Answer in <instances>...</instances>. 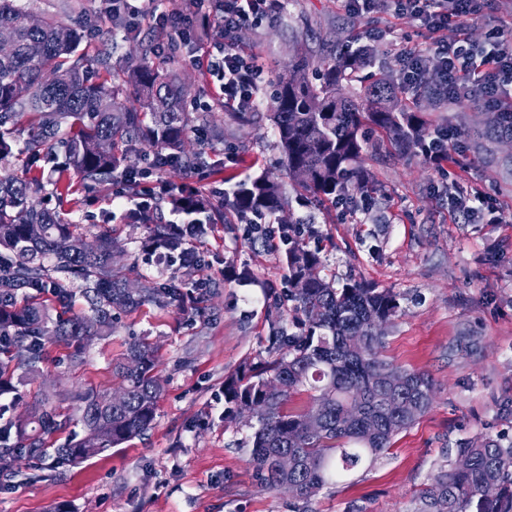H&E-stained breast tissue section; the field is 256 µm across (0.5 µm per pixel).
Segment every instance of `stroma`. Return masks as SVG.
<instances>
[{"label": "stroma", "instance_id": "obj_1", "mask_svg": "<svg viewBox=\"0 0 512 512\" xmlns=\"http://www.w3.org/2000/svg\"><path fill=\"white\" fill-rule=\"evenodd\" d=\"M82 12L89 53L107 50L112 69L122 73L130 54L142 44L164 48L168 29L127 19L112 24L110 0H74ZM277 17L248 23L237 32L240 48L256 52L262 85L271 89L294 53L313 59L327 55L336 42L370 46L374 61L350 80L358 92L361 78L400 79V60L392 41L423 44L426 32L408 15H369L346 10L342 0H282ZM390 31L391 39L372 41L371 25ZM224 106L208 109L224 128L214 139L191 124L189 138L207 155L239 147L231 171L207 179L167 169L166 184L202 192L232 191L237 181L269 174L285 181L269 104L251 112L243 125L225 122ZM492 109L476 103L426 107L432 126L447 125L466 134L462 167L452 179L481 184L489 196L482 222L452 220L442 178L418 154L403 155L390 143L370 144L363 167L378 186L372 206L351 217L337 211L327 217L312 208H294L295 218L310 221L305 240L319 250L322 276L342 282L356 279L401 293V311L386 333L385 356L397 366L425 372L435 383L432 407L397 435L388 453L343 481L320 491L311 512H411L416 492L435 464L462 440L484 434L512 437V223L493 224L494 206L512 207V138H495L486 129ZM132 204L113 201L112 188L75 185L61 209L84 233L108 230L120 253L115 268H135L159 283L187 286L204 277L211 292L197 310L184 312L147 304L122 316L112 336L87 345L82 365H71L69 349L46 346L47 360L27 376L10 418L25 416L44 398L77 415L79 395L89 388L112 393L119 382L112 363L132 337L147 338L156 349L157 374L164 392L155 423L145 435L76 466L45 460L43 468L20 465L18 475L0 487V512H291L283 490L261 489L248 463L250 428L225 427L224 377L245 360L266 355L270 309L268 288L288 285L281 251L266 249L243 235L240 220L211 225L196 241L205 265L201 272L145 260L146 229L125 220ZM249 268L250 282L236 273Z\"/></svg>", "mask_w": 512, "mask_h": 512}]
</instances>
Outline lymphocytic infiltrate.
<instances>
[{
    "instance_id": "1",
    "label": "lymphocytic infiltrate",
    "mask_w": 512,
    "mask_h": 512,
    "mask_svg": "<svg viewBox=\"0 0 512 512\" xmlns=\"http://www.w3.org/2000/svg\"><path fill=\"white\" fill-rule=\"evenodd\" d=\"M484 4L485 0H345L351 10L417 18L430 35L429 46L438 60L449 103L481 100L512 113V104L496 95L499 86L512 84V35L496 32L486 52L470 44L465 30H458L451 41L440 36L450 18L480 13ZM277 6L278 0H182L163 15L160 0H140L133 12L141 20L163 22L180 35L189 28L208 32V39L196 42L188 52V62L218 79V86L211 89L214 102L252 110L260 103L262 70L255 55L238 48L235 34L243 23L269 17Z\"/></svg>"
}]
</instances>
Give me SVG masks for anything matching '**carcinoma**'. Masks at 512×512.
<instances>
[{"mask_svg": "<svg viewBox=\"0 0 512 512\" xmlns=\"http://www.w3.org/2000/svg\"><path fill=\"white\" fill-rule=\"evenodd\" d=\"M67 21L40 17L17 0H0V30L11 34L0 50V161L22 156L36 162L62 151L49 194L64 200L70 175L86 185H101L130 171L137 146L155 148L168 165L210 168L188 140L189 89L167 64L152 60L151 46L126 68L136 89L135 103L118 99L109 57L81 49L85 20L63 3ZM365 47L344 48L312 63L299 57L271 94V119L288 178L300 207L336 206V198L376 193L364 175L367 129L388 135L402 153L423 141L428 120L420 107L402 103L395 84L379 80L355 102L344 82L367 61ZM25 134L17 150V135ZM305 168L307 180L295 178ZM44 186L12 171H0V396L17 390L19 377L40 371L45 341L72 345L71 364L83 363L84 343L112 335L120 315L144 305L182 308L185 290L129 278L112 267L119 249L112 235L88 237L38 198ZM168 203L224 222L225 212L282 216L291 209L282 186L266 175L236 185L230 196L170 192ZM130 224L147 225L145 243L167 261L188 253L189 238L153 220L145 206L127 215ZM288 266L291 319L269 325L267 357L241 366L224 379V424L253 429L248 462L260 488L293 485L297 512H310L312 499L326 486L384 455L393 439L433 405V381L423 372L403 369L383 355L384 333L377 328L401 310V294L358 281L341 286L309 271L322 266L319 252L288 225L282 227ZM91 315L72 312L76 293ZM52 297L62 309L51 318L41 302ZM153 347L144 338L129 343L112 366L121 397L89 389L79 394L77 422L83 434L49 448V435L67 426L54 409L35 410L26 421L0 426V476H12L24 461L53 458L77 465L148 431L164 387L156 374ZM398 370L395 390L389 373ZM305 393L308 405L288 403ZM293 460L284 470L278 458ZM465 459L460 466L457 459ZM412 512H512V439L481 435L460 442L414 498Z\"/></svg>", "mask_w": 512, "mask_h": 512, "instance_id": "1", "label": "carcinoma"}]
</instances>
